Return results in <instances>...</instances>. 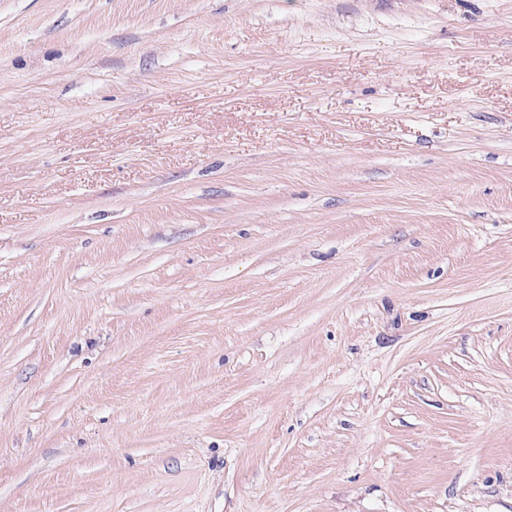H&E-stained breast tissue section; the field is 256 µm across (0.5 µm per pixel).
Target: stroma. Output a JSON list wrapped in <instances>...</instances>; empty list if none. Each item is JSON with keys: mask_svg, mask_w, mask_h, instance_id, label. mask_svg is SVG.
<instances>
[{"mask_svg": "<svg viewBox=\"0 0 512 512\" xmlns=\"http://www.w3.org/2000/svg\"><path fill=\"white\" fill-rule=\"evenodd\" d=\"M0 512H512V0H0Z\"/></svg>", "mask_w": 512, "mask_h": 512, "instance_id": "obj_1", "label": "stroma"}]
</instances>
